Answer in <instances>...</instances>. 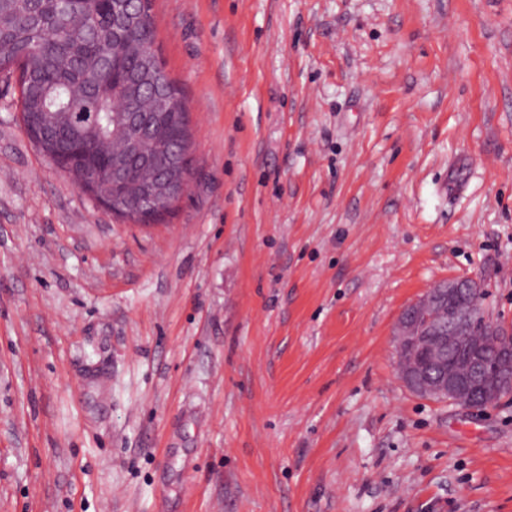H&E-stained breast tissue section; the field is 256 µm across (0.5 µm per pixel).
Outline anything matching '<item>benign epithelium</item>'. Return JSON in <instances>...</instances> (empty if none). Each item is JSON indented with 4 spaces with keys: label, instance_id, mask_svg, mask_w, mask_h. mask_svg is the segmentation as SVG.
I'll use <instances>...</instances> for the list:
<instances>
[{
    "label": "benign epithelium",
    "instance_id": "1",
    "mask_svg": "<svg viewBox=\"0 0 512 512\" xmlns=\"http://www.w3.org/2000/svg\"><path fill=\"white\" fill-rule=\"evenodd\" d=\"M169 162L162 165L161 175L139 190L137 198L126 203L128 212L147 220L152 215V202L160 197L181 198L188 182L173 176V167L181 168L184 177L194 170L193 158L175 150L167 151ZM465 280L449 281L431 289L422 303L433 301L437 312L448 316V332L433 336L434 326L420 320L412 310L401 313L396 325L399 356L398 375L404 385L415 394L456 404V397L468 391L477 382H484L482 399L477 412L495 408L503 397L512 394V333L491 328L497 351L496 367L492 375L485 374L474 334V311H455L447 314L443 301L457 300L460 291L468 287Z\"/></svg>",
    "mask_w": 512,
    "mask_h": 512
}]
</instances>
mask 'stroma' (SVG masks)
I'll list each match as a JSON object with an SVG mask.
<instances>
[{"instance_id":"obj_1","label":"stroma","mask_w":512,"mask_h":512,"mask_svg":"<svg viewBox=\"0 0 512 512\" xmlns=\"http://www.w3.org/2000/svg\"><path fill=\"white\" fill-rule=\"evenodd\" d=\"M195 169L129 221L0 77V512H512V396L397 374L448 280L512 327V0H151Z\"/></svg>"}]
</instances>
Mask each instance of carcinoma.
Returning <instances> with one entry per match:
<instances>
[{"label": "carcinoma", "instance_id": "1", "mask_svg": "<svg viewBox=\"0 0 512 512\" xmlns=\"http://www.w3.org/2000/svg\"><path fill=\"white\" fill-rule=\"evenodd\" d=\"M150 11L128 4L130 28L112 27V0H0V73L22 69L27 94L21 112L42 125L46 138L65 142L72 159L87 145L105 157L112 143L126 153L136 139L139 155L128 157L127 177L112 190V204L156 175L147 157L173 143L189 149V119L177 82L165 67L146 73L156 41ZM135 107L151 116L139 134L124 132L122 114Z\"/></svg>", "mask_w": 512, "mask_h": 512}]
</instances>
